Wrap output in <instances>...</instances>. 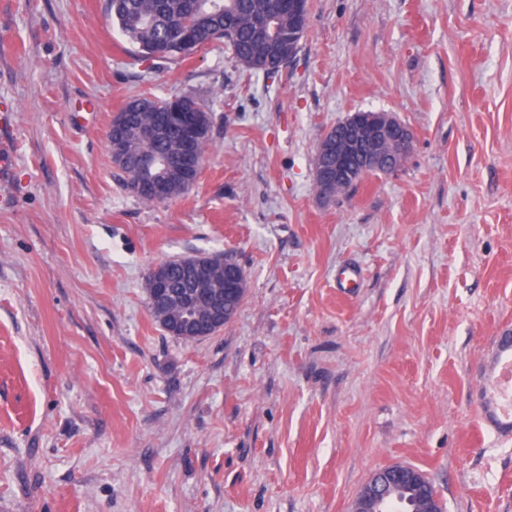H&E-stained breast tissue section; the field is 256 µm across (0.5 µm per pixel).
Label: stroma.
Returning <instances> with one entry per match:
<instances>
[{
	"label": "stroma",
	"mask_w": 512,
	"mask_h": 512,
	"mask_svg": "<svg viewBox=\"0 0 512 512\" xmlns=\"http://www.w3.org/2000/svg\"><path fill=\"white\" fill-rule=\"evenodd\" d=\"M105 9L0 0V512H350L395 464L446 512H512L483 398L512 332V0H309L273 81L221 44L130 66ZM149 92L213 119L197 182L156 206L106 139ZM362 110L414 147L322 201L316 146ZM213 251L241 307L170 336L148 269Z\"/></svg>",
	"instance_id": "stroma-1"
}]
</instances>
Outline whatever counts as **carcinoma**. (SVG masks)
I'll return each mask as SVG.
<instances>
[{
    "mask_svg": "<svg viewBox=\"0 0 512 512\" xmlns=\"http://www.w3.org/2000/svg\"><path fill=\"white\" fill-rule=\"evenodd\" d=\"M106 11L120 31L134 63L175 62L202 48L222 42L236 61L249 71L273 79L301 49V34L307 25V0L298 6H286L282 0H107ZM182 105L200 109L201 123L207 134L196 141V158L183 159L184 136L172 98L144 93L135 105L122 108L114 118L124 122L125 153L115 163V177L131 194L147 205L171 201L193 187L212 146V116L201 108L191 93L177 96ZM156 127L159 133L147 140L141 130ZM187 259L160 262L169 293L156 296L146 288V300L153 319L165 311L173 320H159L170 335L184 341L201 336L189 327L194 310L182 302L190 284L185 272ZM202 263L209 266L210 280L226 283L229 272L239 266L227 252L208 253ZM247 292L246 281L237 288L224 289L222 313L233 317ZM385 496L402 503L404 512H418L406 488L388 486Z\"/></svg>",
    "mask_w": 512,
    "mask_h": 512,
    "instance_id": "1",
    "label": "carcinoma"
}]
</instances>
